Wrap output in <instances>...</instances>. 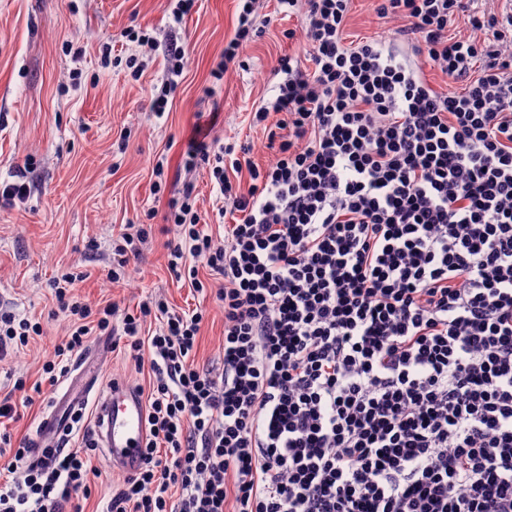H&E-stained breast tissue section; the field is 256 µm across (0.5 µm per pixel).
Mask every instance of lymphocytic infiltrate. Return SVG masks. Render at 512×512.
<instances>
[{"label": "lymphocytic infiltrate", "mask_w": 512, "mask_h": 512, "mask_svg": "<svg viewBox=\"0 0 512 512\" xmlns=\"http://www.w3.org/2000/svg\"><path fill=\"white\" fill-rule=\"evenodd\" d=\"M351 4L308 0L314 68L279 57L277 95L253 115L268 164L210 152L202 127L184 153L243 215L217 239L191 190L168 203L170 273L198 289L201 263L224 281L221 367L196 361L202 313L90 303L82 271L52 283L69 334L0 419L55 386L93 333L121 330L149 365L147 439L106 512H512V12L376 0L387 40L349 44ZM238 7L217 80L261 32L256 0ZM456 23L471 36H449ZM147 236L121 225L113 280ZM94 447L86 434L37 456L32 438L1 435L0 512H84Z\"/></svg>", "instance_id": "lymphocytic-infiltrate-1"}]
</instances>
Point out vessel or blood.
<instances>
[{
    "label": "vessel or blood",
    "mask_w": 512,
    "mask_h": 512,
    "mask_svg": "<svg viewBox=\"0 0 512 512\" xmlns=\"http://www.w3.org/2000/svg\"><path fill=\"white\" fill-rule=\"evenodd\" d=\"M98 379L94 356L83 357L51 411L41 418L39 433L44 438L65 437L72 427V415L93 407L98 446L104 448L113 466L134 470L146 442L143 398L136 388L120 382L98 389Z\"/></svg>",
    "instance_id": "b4317fda"
}]
</instances>
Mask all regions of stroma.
Here are the masks:
<instances>
[{"instance_id":"obj_1","label":"stroma","mask_w":512,"mask_h":512,"mask_svg":"<svg viewBox=\"0 0 512 512\" xmlns=\"http://www.w3.org/2000/svg\"><path fill=\"white\" fill-rule=\"evenodd\" d=\"M168 0H0V184L25 174L30 192L24 200H0V307L37 323L42 334L20 350L0 357V394L16 379L39 381L42 366L53 358L67 334L49 287L70 267L87 272L79 295L89 301L111 300L135 312L141 303L164 298L173 310H203L198 361L222 363L224 307L216 298L224 282L199 267L203 291L178 282L167 269L168 241L175 228L166 220L168 200L194 186L202 223L217 228L218 214L209 171L186 168L183 153L202 120H210L209 140L249 146L256 164L272 153L266 135L250 127L249 114L271 100L280 81L276 60L301 57L300 32L305 4L283 13L278 0H259L261 38L247 47L242 66L222 80L211 71L234 32L236 0H198L181 21H173ZM144 30L163 44L178 39L187 65L163 116L151 108L153 88L166 75L162 51L121 38L124 29ZM372 0H353L343 36L346 42L384 37ZM295 38H288V31ZM111 48L112 67L101 65L103 48ZM143 64L140 79L125 65L129 56ZM81 81H73L74 71ZM163 165L164 193L153 190L156 165ZM151 223L141 256L125 281L112 282V230L123 224ZM98 249L87 252L88 239ZM101 382L121 380L140 387L142 373L123 346L99 356ZM92 465L102 473L92 487L86 512H102L123 483L126 471L113 468L103 449Z\"/></svg>"}]
</instances>
